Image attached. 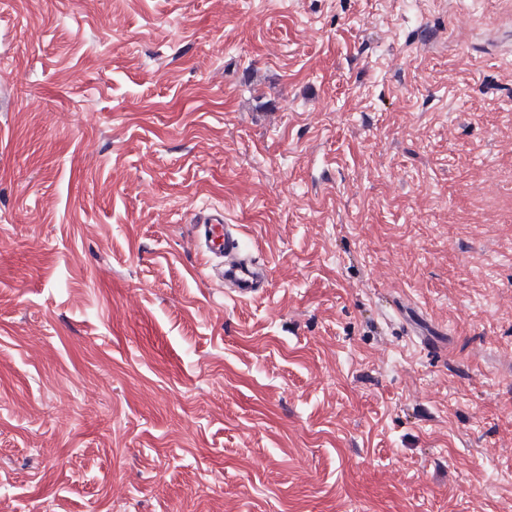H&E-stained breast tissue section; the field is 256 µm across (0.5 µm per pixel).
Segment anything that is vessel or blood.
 Wrapping results in <instances>:
<instances>
[{"mask_svg": "<svg viewBox=\"0 0 512 512\" xmlns=\"http://www.w3.org/2000/svg\"><path fill=\"white\" fill-rule=\"evenodd\" d=\"M196 227L205 253L224 258L222 273L234 286L238 299L248 300L266 292L269 269L243 247L240 225L225 223L223 210L216 209L197 220Z\"/></svg>", "mask_w": 512, "mask_h": 512, "instance_id": "obj_1", "label": "vessel or blood"}]
</instances>
